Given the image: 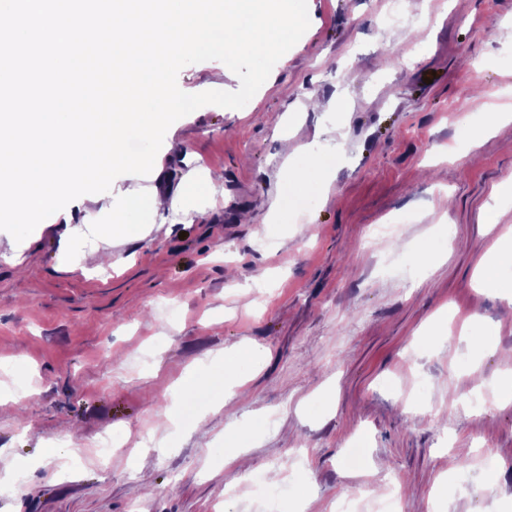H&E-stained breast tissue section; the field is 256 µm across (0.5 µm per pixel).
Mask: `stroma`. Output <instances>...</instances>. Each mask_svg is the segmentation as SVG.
I'll use <instances>...</instances> for the list:
<instances>
[{
	"label": "stroma",
	"mask_w": 512,
	"mask_h": 512,
	"mask_svg": "<svg viewBox=\"0 0 512 512\" xmlns=\"http://www.w3.org/2000/svg\"><path fill=\"white\" fill-rule=\"evenodd\" d=\"M307 3L308 30L246 106L177 120L163 177L110 189L119 204L220 171L216 206L196 195L160 229L135 215L136 235L103 241V272L88 254L58 268L73 227L55 218L15 263L0 230V454L14 464L0 512H336L346 496L373 512L395 486L399 512L512 505V405L495 401L512 373V307L496 287L512 268L493 285L477 271L512 231V202L492 196L512 178V122L471 143L486 113L512 106V0H423L386 31L388 0ZM178 83L240 86L217 60ZM317 135L340 159L295 184ZM395 223L396 237L374 235ZM420 241L440 264L415 261ZM450 307L489 334L483 357L462 335H429ZM242 346L258 353L238 366L247 395L230 412L214 356ZM191 374L212 381L198 424L155 427L157 392ZM229 427L247 470L224 464ZM107 432L126 445L103 464ZM274 471L281 497L254 495L253 476Z\"/></svg>",
	"instance_id": "stroma-1"
}]
</instances>
